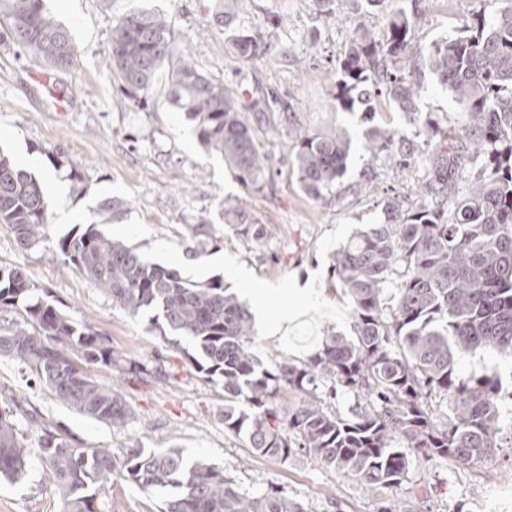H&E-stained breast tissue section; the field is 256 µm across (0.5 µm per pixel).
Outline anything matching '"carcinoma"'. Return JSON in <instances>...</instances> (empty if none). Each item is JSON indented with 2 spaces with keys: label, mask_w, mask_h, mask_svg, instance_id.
I'll list each match as a JSON object with an SVG mask.
<instances>
[{
  "label": "carcinoma",
  "mask_w": 512,
  "mask_h": 512,
  "mask_svg": "<svg viewBox=\"0 0 512 512\" xmlns=\"http://www.w3.org/2000/svg\"><path fill=\"white\" fill-rule=\"evenodd\" d=\"M490 20L481 18L458 36L430 45L425 64L448 87L463 112L467 137L426 123L419 136L439 148L426 194L446 199L442 208L409 212L393 197L383 220L360 230L337 253L338 284L353 302L355 336H329L307 362L283 359L263 366L251 352L252 314L246 301L227 292L224 279L195 282L176 268L149 262L136 249L89 225L59 238L55 248L91 284L132 315L152 311V321L195 348L189 359L224 390V429L245 433L260 454L288 461L299 449L323 467L357 478L370 489L401 484L407 449L427 457L479 463L499 448L502 376L457 374L462 355L480 350L512 356V0H498ZM9 42L31 61L65 71L78 49L46 7V0H0ZM415 12L404 9L387 21L383 38L354 33L340 61L336 105H373L384 96L402 112H416L420 67L404 69L410 57ZM238 57L248 61L272 50L247 28L228 30ZM110 64L125 96L137 107L152 97L155 78L167 72L166 97L178 104L203 146L224 157L249 193L269 182L249 112L224 83L185 59L166 16L148 8L121 16L112 26ZM395 132L372 127L363 147L389 151ZM351 142L330 129L302 137L293 166L303 192L314 200L336 195L347 170ZM478 166L466 181V166ZM467 182L458 193L459 183ZM49 205L42 185L0 152V224L29 248L47 239ZM100 223L121 218L124 202L98 204ZM224 223L248 242L262 246L273 228L243 202L225 200ZM398 275L395 293L384 294ZM0 306L14 307L22 322L0 336V354L26 367L63 404L78 413L123 429L128 409L112 388L80 366L129 369L86 322H77L43 299L26 272L0 268ZM351 391L359 399L346 417L328 411L318 395ZM290 394L300 400L282 404ZM451 399L450 414L433 418L425 399ZM38 455L50 469L59 512H109L112 477L147 493L174 489L162 512H303L300 502L271 486L250 495L203 459L179 448L162 451L128 447L78 448L60 433L43 428ZM30 450L9 415L0 412V477L20 478Z\"/></svg>",
  "instance_id": "obj_1"
}]
</instances>
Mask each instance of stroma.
<instances>
[{"label":"stroma","mask_w":512,"mask_h":512,"mask_svg":"<svg viewBox=\"0 0 512 512\" xmlns=\"http://www.w3.org/2000/svg\"><path fill=\"white\" fill-rule=\"evenodd\" d=\"M215 0H48L55 19L70 32L78 57L60 73L15 58L0 42V148L16 163L37 159L35 176L53 173L64 192L49 195L52 205L47 239L19 248L0 224V265L24 270L39 294L70 317L86 321L127 361L147 368L151 379L107 367L91 375L112 387L131 412L124 429L77 413L59 402L31 373L0 357V410L13 423L31 453L24 477L0 480V512H58L54 479L33 450L43 427H51L82 448H178L224 469L243 491L283 488L305 512H512V395L501 398L499 449L478 464L425 459L410 452L402 483L372 493L355 478L322 468L305 453L288 463L262 456L246 436L224 429L221 385L194 369L173 339L163 338L150 313L131 315L111 296L65 265L55 249L58 238L80 225L97 222L100 201L118 197L128 203L123 218L107 233L136 247L154 263L179 269L194 281L223 275L231 259L259 281L282 288L297 279L317 278L320 294L315 317L286 337L255 335L251 350L262 364L288 358L300 363L326 336L352 335L353 304L337 284L334 255L356 229L379 222L384 200L398 196L408 207L425 201L416 192L428 148L416 137L417 121L443 130H460L464 121L451 93L430 72H423L418 114L409 117L384 99L374 110L335 108L337 64L359 29L382 35L399 8H417L412 53L419 56L438 40L455 37L464 25L492 17L496 0H383L364 10L347 0L340 18L319 12L315 0H236L234 22L251 28L271 44L270 54L238 59L214 21ZM149 8L172 23L189 61L223 81L243 103L275 91L287 97L289 111L270 109L251 120L267 158L271 180L263 193H247L223 158L198 141L192 125L165 97V76H158L148 107L133 106L112 77L108 35L116 16ZM374 126L394 130L404 149L372 155L364 135ZM344 131L352 141L347 172L335 197L315 200L301 189L292 158L302 134ZM81 174L85 191L72 193L69 171ZM242 200L274 235L254 248L224 224L225 200ZM204 243L198 254L185 251L192 235ZM113 512H160L162 497L143 492L123 479L112 481Z\"/></svg>","instance_id":"obj_1"}]
</instances>
